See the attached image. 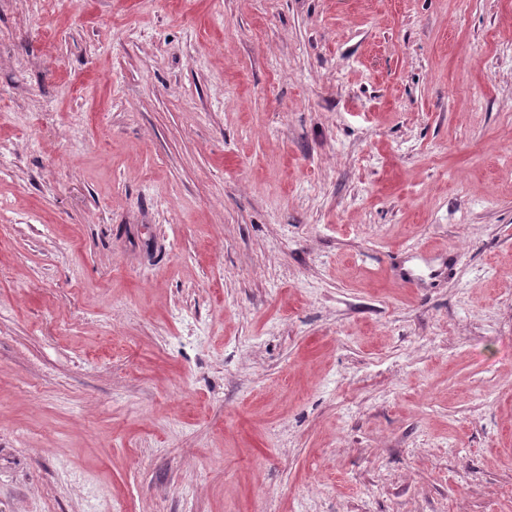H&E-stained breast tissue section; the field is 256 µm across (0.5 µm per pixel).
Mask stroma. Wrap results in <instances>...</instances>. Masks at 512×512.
<instances>
[{
    "label": "stroma",
    "mask_w": 512,
    "mask_h": 512,
    "mask_svg": "<svg viewBox=\"0 0 512 512\" xmlns=\"http://www.w3.org/2000/svg\"><path fill=\"white\" fill-rule=\"evenodd\" d=\"M0 512H512V0H0Z\"/></svg>",
    "instance_id": "obj_1"
}]
</instances>
